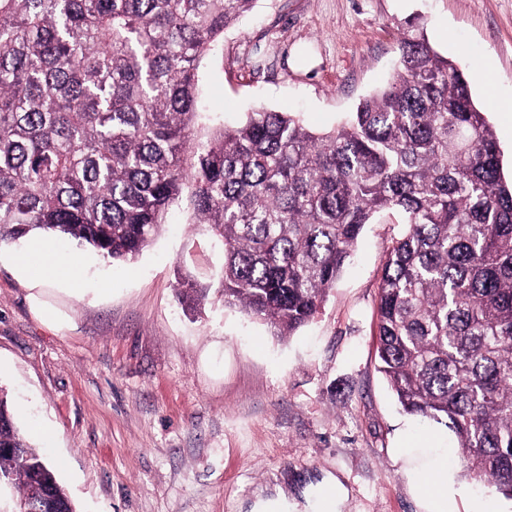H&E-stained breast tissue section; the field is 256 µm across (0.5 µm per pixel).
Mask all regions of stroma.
Here are the masks:
<instances>
[{
    "mask_svg": "<svg viewBox=\"0 0 512 512\" xmlns=\"http://www.w3.org/2000/svg\"><path fill=\"white\" fill-rule=\"evenodd\" d=\"M415 28L469 70L511 170L512 0H257L202 61V101L227 126L261 104L335 127L390 78ZM400 221L383 212L364 227L319 313L285 338L223 306V248L178 207L130 261L53 243L56 264L84 261L72 285H32L25 244L1 246L0 388L21 432L79 512H251L281 493L302 500L330 474L345 512H424L398 435L413 442L436 423L403 410L377 353L378 285ZM181 275L207 288L197 308L182 302ZM444 446L457 512H512L467 477L453 438Z\"/></svg>",
    "mask_w": 512,
    "mask_h": 512,
    "instance_id": "obj_1",
    "label": "stroma"
}]
</instances>
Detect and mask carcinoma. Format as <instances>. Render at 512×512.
<instances>
[{
	"mask_svg": "<svg viewBox=\"0 0 512 512\" xmlns=\"http://www.w3.org/2000/svg\"><path fill=\"white\" fill-rule=\"evenodd\" d=\"M254 2L0 0V245L41 234L127 261L183 203L224 247V305L287 336L364 226L399 211L381 372L512 499V179L467 70L407 35L392 79L332 130L260 106L202 136L200 62ZM35 484L38 512H77L0 388V492L21 512Z\"/></svg>",
	"mask_w": 512,
	"mask_h": 512,
	"instance_id": "obj_1",
	"label": "carcinoma"
}]
</instances>
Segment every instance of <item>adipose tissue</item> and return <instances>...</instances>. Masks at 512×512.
<instances>
[{"label": "adipose tissue", "mask_w": 512, "mask_h": 512, "mask_svg": "<svg viewBox=\"0 0 512 512\" xmlns=\"http://www.w3.org/2000/svg\"><path fill=\"white\" fill-rule=\"evenodd\" d=\"M403 473L419 494L425 512H450L453 492L448 486V451L433 438L401 450Z\"/></svg>", "instance_id": "ef3b65f1"}]
</instances>
